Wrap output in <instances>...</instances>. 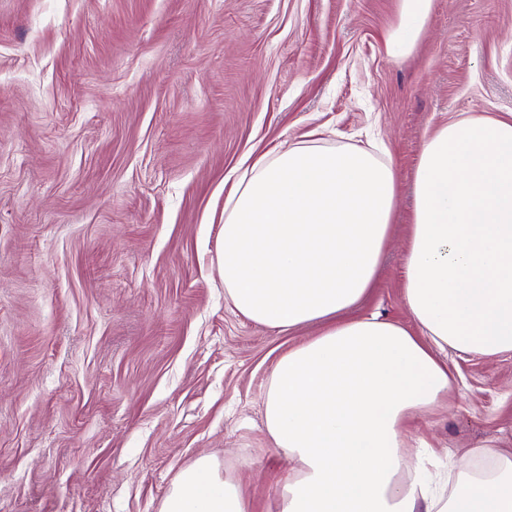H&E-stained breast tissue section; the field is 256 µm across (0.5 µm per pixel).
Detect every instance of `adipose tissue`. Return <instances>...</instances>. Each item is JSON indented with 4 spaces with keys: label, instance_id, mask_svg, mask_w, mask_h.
I'll use <instances>...</instances> for the list:
<instances>
[{
    "label": "adipose tissue",
    "instance_id": "1",
    "mask_svg": "<svg viewBox=\"0 0 512 512\" xmlns=\"http://www.w3.org/2000/svg\"><path fill=\"white\" fill-rule=\"evenodd\" d=\"M432 0H399L386 47L410 55ZM403 260L406 328L355 313L373 288L398 196L392 160L289 146L224 206L220 271L235 309L319 331L276 361L264 395L275 453L293 461L280 512H512V451L464 465L410 449L408 422L448 398L442 355L512 352V118L464 116L424 143ZM160 512H251L211 456L182 469Z\"/></svg>",
    "mask_w": 512,
    "mask_h": 512
}]
</instances>
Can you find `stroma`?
<instances>
[{"label":"stroma","mask_w":512,"mask_h":512,"mask_svg":"<svg viewBox=\"0 0 512 512\" xmlns=\"http://www.w3.org/2000/svg\"><path fill=\"white\" fill-rule=\"evenodd\" d=\"M398 0H0V512H159L210 454L252 512L272 367L316 335L237 313L218 257L243 167L288 144L381 139L400 194L361 313L401 291L427 137L512 114V0H433L386 51ZM455 391L408 445L512 450V353L449 355ZM399 13L386 47L393 57L410 55L421 41L431 14L432 0H399Z\"/></svg>","instance_id":"obj_1"}]
</instances>
